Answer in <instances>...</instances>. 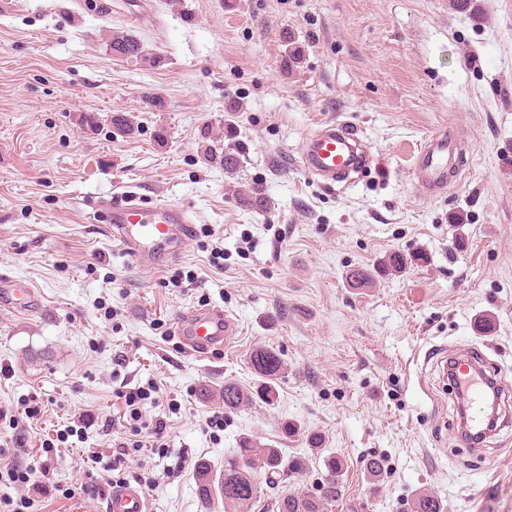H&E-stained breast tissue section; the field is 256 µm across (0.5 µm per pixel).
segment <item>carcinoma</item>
I'll return each mask as SVG.
<instances>
[{"instance_id": "obj_1", "label": "carcinoma", "mask_w": 512, "mask_h": 512, "mask_svg": "<svg viewBox=\"0 0 512 512\" xmlns=\"http://www.w3.org/2000/svg\"><path fill=\"white\" fill-rule=\"evenodd\" d=\"M107 47L114 53H120L123 59H139L151 66L160 63V58L149 53L142 41L129 32H114ZM111 124L117 133L123 135H131L138 129L135 116L124 112L113 113ZM220 162L224 165L225 173H234L240 163V149L231 145L220 149ZM238 196L241 204L249 209H264L268 206L267 198L253 188L238 190ZM251 363L260 378L256 390H245L233 381H224V409L235 410L255 398L269 405L276 399L277 382L284 370V361L280 355L272 349L260 348L252 354ZM306 467L307 460L302 456H293L286 460L281 449L271 445H259L252 439L245 438L233 454L224 458L223 472H213L205 461L198 464L197 494L204 501L215 496L223 498L224 512H244L257 494L254 471L264 470L269 483L273 484L282 481L287 475L291 477L302 473ZM343 468L341 459H330L319 494L303 497L284 495L278 501V509L280 512H323L324 505L334 501L341 492L340 477Z\"/></svg>"}]
</instances>
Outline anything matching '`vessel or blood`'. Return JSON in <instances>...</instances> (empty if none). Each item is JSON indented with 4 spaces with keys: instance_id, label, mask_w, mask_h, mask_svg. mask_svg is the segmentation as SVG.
Wrapping results in <instances>:
<instances>
[{
    "instance_id": "b4317fda",
    "label": "vessel or blood",
    "mask_w": 512,
    "mask_h": 512,
    "mask_svg": "<svg viewBox=\"0 0 512 512\" xmlns=\"http://www.w3.org/2000/svg\"><path fill=\"white\" fill-rule=\"evenodd\" d=\"M454 136L443 130L433 135L418 156L416 185L423 198L434 190L448 186V169L454 166ZM359 137L342 123L331 122L307 135L301 154V164L311 175L336 183L369 164ZM109 224V230L123 247L131 263L152 269L160 261H173L174 252L162 251V244L188 238L193 221L186 209L167 203L146 204L120 194L99 202ZM21 307L27 312L38 311L41 300L32 286L15 280L0 281V308ZM175 332L185 351L202 357L223 350L231 336L238 332L237 322L218 308L183 311L175 322ZM454 389L466 400V416L472 435L489 430L486 397L489 390H507L504 379L487 374L474 358L456 359L444 367ZM109 512H150L145 493L134 484L114 489L107 500Z\"/></svg>"
}]
</instances>
